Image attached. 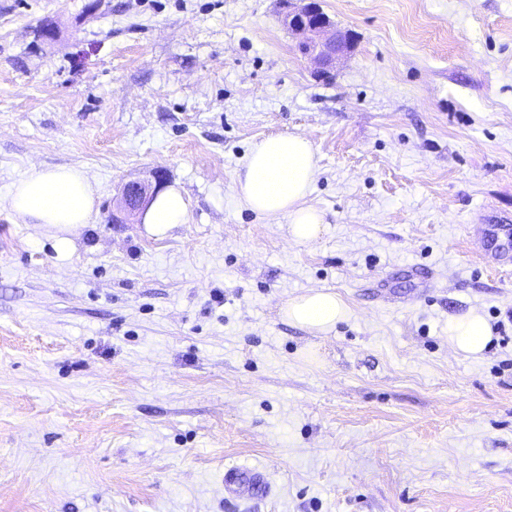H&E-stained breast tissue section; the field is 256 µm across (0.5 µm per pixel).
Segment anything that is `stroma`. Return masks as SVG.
<instances>
[{
  "instance_id": "obj_1",
  "label": "stroma",
  "mask_w": 512,
  "mask_h": 512,
  "mask_svg": "<svg viewBox=\"0 0 512 512\" xmlns=\"http://www.w3.org/2000/svg\"><path fill=\"white\" fill-rule=\"evenodd\" d=\"M319 3L355 37L326 79L281 0H0V512H512V0ZM282 133L316 152L305 245L234 193ZM57 166L91 223H18ZM158 170L186 223H113ZM315 288L349 308L324 336L280 314ZM97 193V186L81 168L33 167L11 185L7 202L21 224L74 228L91 223ZM448 336L458 352L476 357L487 348L491 329L483 314L474 309L450 323ZM261 475L258 472H247L231 468L224 472V489L232 496L250 495L252 490L261 486Z\"/></svg>"
}]
</instances>
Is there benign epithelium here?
<instances>
[{
    "mask_svg": "<svg viewBox=\"0 0 512 512\" xmlns=\"http://www.w3.org/2000/svg\"><path fill=\"white\" fill-rule=\"evenodd\" d=\"M283 23L297 36L295 48L316 66L315 75L328 78L336 61L352 52L355 44L352 33L334 28L328 15L317 0H285ZM164 182L162 172H157L156 185L140 181L124 183L118 192L116 208L119 215L112 216L118 224H128L138 213L145 211Z\"/></svg>",
    "mask_w": 512,
    "mask_h": 512,
    "instance_id": "benign-epithelium-1",
    "label": "benign epithelium"
}]
</instances>
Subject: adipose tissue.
<instances>
[{"label": "adipose tissue", "instance_id": "ef3b65f1", "mask_svg": "<svg viewBox=\"0 0 512 512\" xmlns=\"http://www.w3.org/2000/svg\"><path fill=\"white\" fill-rule=\"evenodd\" d=\"M317 169L314 147L297 134H277L253 144L237 173L234 191L248 209L266 216L284 217L293 241L306 244L318 236L323 213L306 203ZM98 188L77 167L31 168L14 182L8 206L22 224H52L74 228L91 223ZM189 201L176 186L160 192L143 215L147 231L166 235L174 225L185 223ZM282 312L289 322L313 334L325 335L349 310L335 291L312 289L289 298ZM452 346L460 353L478 356L491 339L483 314L471 310L454 319L448 328Z\"/></svg>", "mask_w": 512, "mask_h": 512}]
</instances>
